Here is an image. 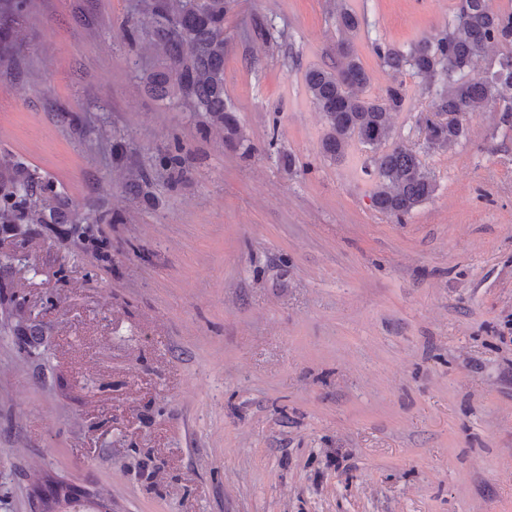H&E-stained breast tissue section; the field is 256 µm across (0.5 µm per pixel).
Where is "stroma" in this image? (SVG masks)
I'll use <instances>...</instances> for the list:
<instances>
[{"label": "stroma", "mask_w": 512, "mask_h": 512, "mask_svg": "<svg viewBox=\"0 0 512 512\" xmlns=\"http://www.w3.org/2000/svg\"><path fill=\"white\" fill-rule=\"evenodd\" d=\"M459 3L347 0L372 90L392 80L372 40L440 37ZM137 4L34 0L30 54L0 74V158L97 219L84 245L0 227V512L48 479L112 512H512V116L425 151L413 93L392 136L437 189L399 223L371 204L369 148L321 150L304 73L336 63L329 0L226 19L248 158L147 92Z\"/></svg>", "instance_id": "35a3bbf8"}]
</instances>
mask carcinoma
Listing matches in <instances>:
<instances>
[{"label":"carcinoma","mask_w":512,"mask_h":512,"mask_svg":"<svg viewBox=\"0 0 512 512\" xmlns=\"http://www.w3.org/2000/svg\"><path fill=\"white\" fill-rule=\"evenodd\" d=\"M31 0H0V68L16 69L27 57L28 43L18 22ZM233 0H139L138 10L155 18L138 37L158 55L146 75L148 87L160 98H177L216 122L231 145L244 146L233 107L224 94V20ZM363 19L336 0V65L305 71L307 92L322 113L326 133L322 152L339 160L352 143L373 152V207L397 219L430 199L437 184L417 152L389 143L394 114L404 110L418 79L420 92L432 98V110L419 118L425 147L448 150L466 137L474 114L490 105L512 114V9L494 11L489 0H461L448 19V32L433 40L420 39L405 48L381 38L372 49L393 81L369 94L370 77L354 50ZM502 48L485 59L488 47ZM71 214L70 232L82 240L90 231V217L73 211L68 197L18 161L0 158V224H46L51 217Z\"/></svg>","instance_id":"carcinoma-1"}]
</instances>
